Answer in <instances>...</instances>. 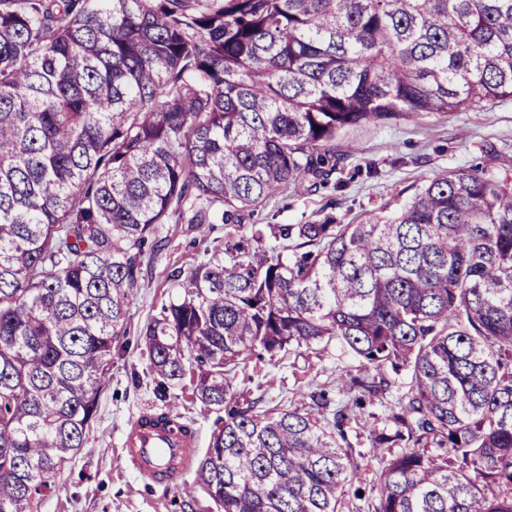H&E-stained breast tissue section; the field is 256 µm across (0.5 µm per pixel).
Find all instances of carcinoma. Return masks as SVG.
I'll return each mask as SVG.
<instances>
[{"label": "carcinoma", "instance_id": "1", "mask_svg": "<svg viewBox=\"0 0 512 512\" xmlns=\"http://www.w3.org/2000/svg\"><path fill=\"white\" fill-rule=\"evenodd\" d=\"M512 100V0H0V512L82 448L158 224L240 227L332 187L346 130ZM227 237L140 332L156 390L224 410L199 463L222 512H343L344 426L390 455L372 512H512V177L466 168L360 224ZM337 343L374 373L300 406L239 400L251 354ZM153 419L188 433L170 410Z\"/></svg>", "mask_w": 512, "mask_h": 512}]
</instances>
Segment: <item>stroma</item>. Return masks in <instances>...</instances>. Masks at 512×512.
<instances>
[{
  "mask_svg": "<svg viewBox=\"0 0 512 512\" xmlns=\"http://www.w3.org/2000/svg\"><path fill=\"white\" fill-rule=\"evenodd\" d=\"M339 142L354 146V178L339 191H285L261 210L247 214L239 234L263 231V247H275L265 230L271 224H311L334 217L356 224L382 209L397 210L425 180L459 168L479 166L512 177V101L490 112H453L417 123L353 127ZM228 234L221 224H161L155 232L161 248L142 257L144 282L128 302L130 333L112 346V377L101 394L97 417L79 452L61 469L54 491L40 512H220L202 490L197 465L168 483L153 484L128 466L123 433L132 419L177 406L193 424L197 456L207 451L217 410L190 404L180 388L166 397L155 392L149 353L141 331L164 307L182 298L174 280L196 259L223 254ZM358 359L338 344L302 350L283 359L250 356L233 385L242 398L264 395L268 406L302 405L310 387L334 385L339 377L362 373Z\"/></svg>",
  "mask_w": 512,
  "mask_h": 512,
  "instance_id": "35a3bbf8",
  "label": "stroma"
}]
</instances>
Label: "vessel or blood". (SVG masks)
<instances>
[{
	"mask_svg": "<svg viewBox=\"0 0 512 512\" xmlns=\"http://www.w3.org/2000/svg\"><path fill=\"white\" fill-rule=\"evenodd\" d=\"M195 448L193 437L171 434L145 416L129 423L123 442L125 459L139 475L152 483L174 478L175 473L169 467L170 459L177 458L182 465H189Z\"/></svg>",
	"mask_w": 512,
	"mask_h": 512,
	"instance_id": "vessel-or-blood-1",
	"label": "vessel or blood"
}]
</instances>
